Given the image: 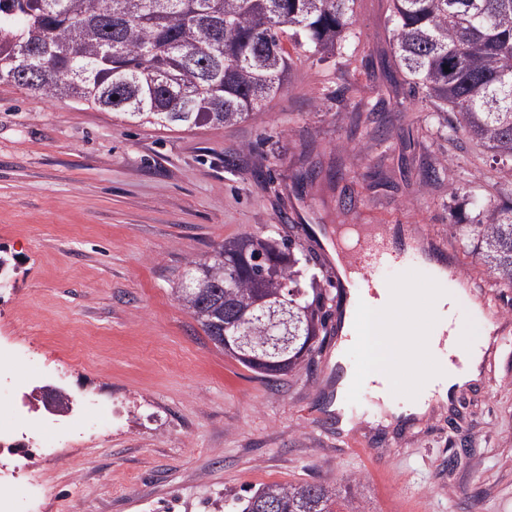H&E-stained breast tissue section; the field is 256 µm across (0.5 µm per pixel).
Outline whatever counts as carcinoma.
<instances>
[{
  "label": "carcinoma",
  "instance_id": "cac0c4a2",
  "mask_svg": "<svg viewBox=\"0 0 512 512\" xmlns=\"http://www.w3.org/2000/svg\"><path fill=\"white\" fill-rule=\"evenodd\" d=\"M356 0H0V80L168 131L231 126L280 92L303 49L324 61L350 41ZM388 85L451 114L445 140L474 141L512 168V0H388ZM463 235L512 288V199ZM210 282L196 320L224 354L263 376L301 368L326 337L322 265L276 230L224 241L185 271ZM231 512H366L336 483L264 484Z\"/></svg>",
  "mask_w": 512,
  "mask_h": 512
}]
</instances>
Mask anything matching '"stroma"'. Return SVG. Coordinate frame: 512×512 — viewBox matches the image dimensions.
Here are the masks:
<instances>
[{
	"label": "stroma",
	"instance_id": "35a3bbf8",
	"mask_svg": "<svg viewBox=\"0 0 512 512\" xmlns=\"http://www.w3.org/2000/svg\"><path fill=\"white\" fill-rule=\"evenodd\" d=\"M386 9L357 0L355 41L325 61L293 51L283 89L230 127L164 131L0 82V345L17 354L15 380L96 402L56 447L20 444L36 482L1 496L25 512H145L332 478L371 512H512V288L450 230L478 201H505L512 171L474 141L448 145L424 112H388L383 143L351 133V102L373 124ZM424 163L438 182L421 183ZM312 167L318 180L301 183ZM307 224H404L449 255L500 330L481 383L425 419L372 427L368 387L336 401L338 333L274 377L215 346L178 299L191 262L273 228L299 239ZM340 406L367 447L345 444Z\"/></svg>",
	"mask_w": 512,
	"mask_h": 512
}]
</instances>
